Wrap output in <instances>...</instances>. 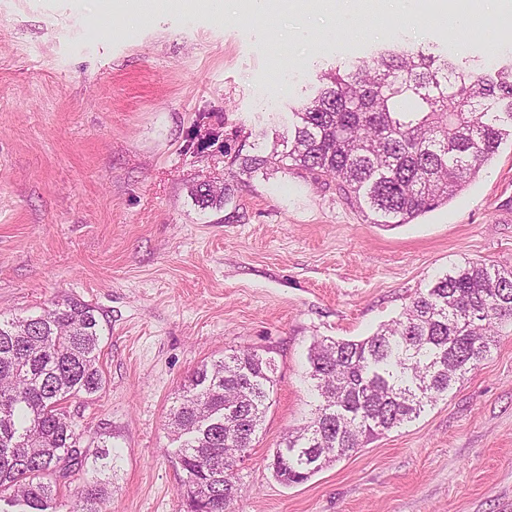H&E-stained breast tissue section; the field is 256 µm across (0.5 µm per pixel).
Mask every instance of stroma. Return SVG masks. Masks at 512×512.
<instances>
[{
	"mask_svg": "<svg viewBox=\"0 0 512 512\" xmlns=\"http://www.w3.org/2000/svg\"><path fill=\"white\" fill-rule=\"evenodd\" d=\"M102 0H0V312L74 298L103 326L106 383L69 403L89 450L53 512L84 486L106 512H184L167 412L191 373L234 350L272 359L274 388L232 512H512V326L413 422L301 484L269 467L314 408V339L361 340L415 293L472 262L512 270V137L448 203L408 224L369 223L330 178L272 164L230 177L227 154L282 152L292 113L322 73L383 43L433 47L469 67L512 63V14L414 22L382 0H271L252 15L187 13L138 0V20ZM232 184L223 208L192 185Z\"/></svg>",
	"mask_w": 512,
	"mask_h": 512,
	"instance_id": "1",
	"label": "stroma"
}]
</instances>
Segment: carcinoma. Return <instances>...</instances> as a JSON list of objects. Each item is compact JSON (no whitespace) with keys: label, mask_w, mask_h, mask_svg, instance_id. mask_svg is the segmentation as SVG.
<instances>
[{"label":"carcinoma","mask_w":512,"mask_h":512,"mask_svg":"<svg viewBox=\"0 0 512 512\" xmlns=\"http://www.w3.org/2000/svg\"><path fill=\"white\" fill-rule=\"evenodd\" d=\"M288 150L276 159L237 151L233 175L272 162L338 191L373 224H408L451 200L512 136V64L474 75L451 55L384 49L323 75L299 104ZM229 184L191 194L220 208ZM512 323V270L483 263L449 272L402 316L363 340L316 339L314 416L276 448L275 478L300 484L374 437L410 423L483 360ZM96 307L65 299L27 317L0 313V492L24 512H47L54 485L88 465L114 469L118 453L81 449L67 403L95 395L100 366ZM272 360L246 350L206 362L173 402L168 428L189 475L187 512H225L237 497L233 452L252 447L273 391ZM79 512H103L105 487L80 494Z\"/></svg>","instance_id":"obj_1"}]
</instances>
